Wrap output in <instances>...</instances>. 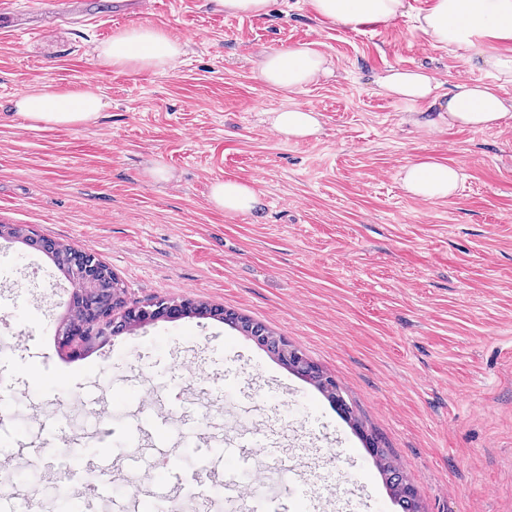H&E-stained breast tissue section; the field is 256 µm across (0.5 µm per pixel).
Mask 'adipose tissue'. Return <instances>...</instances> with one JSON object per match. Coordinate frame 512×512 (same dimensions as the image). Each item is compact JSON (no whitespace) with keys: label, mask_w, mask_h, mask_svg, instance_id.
<instances>
[{"label":"adipose tissue","mask_w":512,"mask_h":512,"mask_svg":"<svg viewBox=\"0 0 512 512\" xmlns=\"http://www.w3.org/2000/svg\"><path fill=\"white\" fill-rule=\"evenodd\" d=\"M313 15L340 28L366 22L389 24L406 15L409 0H307ZM419 30L435 43L483 56L498 81L512 82V0H433L415 17ZM185 43L161 27L139 24L120 29L97 48L102 66L115 71H164L183 54ZM263 83L293 92L331 75L333 62L308 44L264 53L255 63ZM497 81V83H498ZM379 88L389 97L414 105L411 123L433 134L451 127L481 131L512 119V102L499 93L497 83L462 81L438 94L433 74L418 67H391L378 75ZM105 108L98 88L90 84L69 88L43 86L22 91L10 103L30 127L83 126L97 120ZM270 124L286 139H305L319 133V115L299 105L272 113ZM461 171L428 157L405 167L401 182L406 192L427 201L453 195L461 184ZM210 202L228 214L250 213L261 198L249 184L215 181Z\"/></svg>","instance_id":"adipose-tissue-1"}]
</instances>
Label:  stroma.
I'll use <instances>...</instances> for the list:
<instances>
[{
  "instance_id": "stroma-1",
  "label": "stroma",
  "mask_w": 512,
  "mask_h": 512,
  "mask_svg": "<svg viewBox=\"0 0 512 512\" xmlns=\"http://www.w3.org/2000/svg\"><path fill=\"white\" fill-rule=\"evenodd\" d=\"M75 13L52 37L18 48L0 35V413L38 432L45 486L15 481L25 461L0 434V484L59 512L56 485L74 472L62 445L112 484L93 512L151 495L154 479L124 473L128 423L146 405L169 420L176 469L223 488L241 426L272 434L283 465H250L258 501L307 494L315 512H398L363 435L378 436L423 512H512V126L453 127L426 137L409 105L375 83L388 67L423 65L442 90L492 81L461 49L434 44L414 14L338 29L306 0H272L268 16L225 15L211 0H158L142 15ZM152 24L186 40L164 72L102 67L115 29ZM310 44L331 76L292 93L253 69L269 50ZM89 82L106 108L92 124L32 128L6 105L45 85ZM298 104L321 131L288 140L270 112ZM431 156L464 174L428 202L400 172ZM164 171L152 177L151 169ZM256 188L259 212L227 215L209 202L215 180ZM38 235L95 255L115 274L125 307L159 300L221 306L265 324L335 380L363 431L314 383L224 321L195 314L107 334L81 355L59 347L72 284Z\"/></svg>"
}]
</instances>
